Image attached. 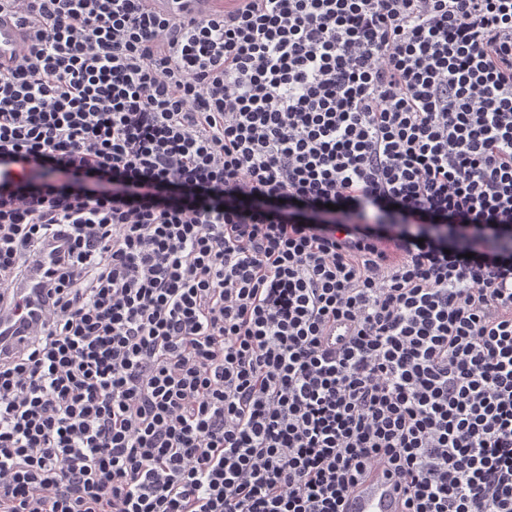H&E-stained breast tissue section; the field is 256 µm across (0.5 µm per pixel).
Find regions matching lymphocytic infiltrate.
I'll use <instances>...</instances> for the list:
<instances>
[{
  "label": "lymphocytic infiltrate",
  "mask_w": 512,
  "mask_h": 512,
  "mask_svg": "<svg viewBox=\"0 0 512 512\" xmlns=\"http://www.w3.org/2000/svg\"><path fill=\"white\" fill-rule=\"evenodd\" d=\"M2 13L0 512H512V0ZM31 28H22L10 18L0 23V64L6 67L23 49ZM403 496L395 476L381 466L343 499L341 512H403Z\"/></svg>",
  "instance_id": "f902f5d3"
}]
</instances>
